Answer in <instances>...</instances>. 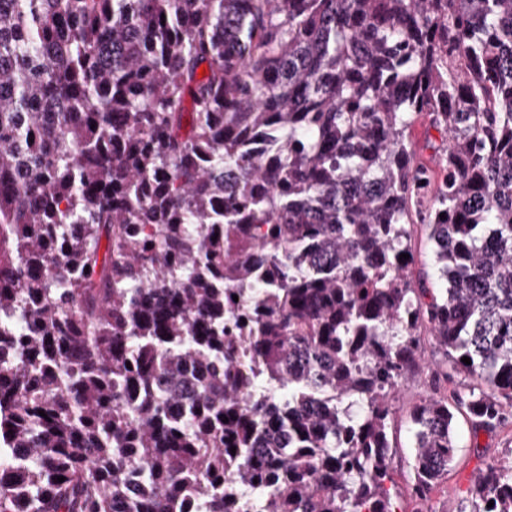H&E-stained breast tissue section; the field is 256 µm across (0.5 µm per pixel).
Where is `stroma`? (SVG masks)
Wrapping results in <instances>:
<instances>
[{
  "label": "stroma",
  "mask_w": 512,
  "mask_h": 512,
  "mask_svg": "<svg viewBox=\"0 0 512 512\" xmlns=\"http://www.w3.org/2000/svg\"><path fill=\"white\" fill-rule=\"evenodd\" d=\"M463 380L455 376L447 383L434 384L430 373H418L398 390L392 400L390 438L398 447L399 464L394 479L401 495L400 512H468V490L479 472L505 458H512V430L497 429L472 432L466 422L458 424L459 449L447 478L429 495L427 501L413 498L408 488L412 481L410 447L412 442L409 414L423 396L441 391L452 394Z\"/></svg>",
  "instance_id": "35a3bbf8"
}]
</instances>
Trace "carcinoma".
<instances>
[{
  "instance_id": "1",
  "label": "carcinoma",
  "mask_w": 512,
  "mask_h": 512,
  "mask_svg": "<svg viewBox=\"0 0 512 512\" xmlns=\"http://www.w3.org/2000/svg\"><path fill=\"white\" fill-rule=\"evenodd\" d=\"M422 326L420 500L512 422V0H0V512H397ZM413 148L417 161L426 166L437 169L435 160L437 152L435 149L442 145L440 134L428 128V124L423 120H418L412 133ZM411 246L415 255V264L412 269L414 278L419 273H424L428 288H444V281L438 277L434 267L432 244L428 239V230L421 224H415L412 228Z\"/></svg>"
}]
</instances>
